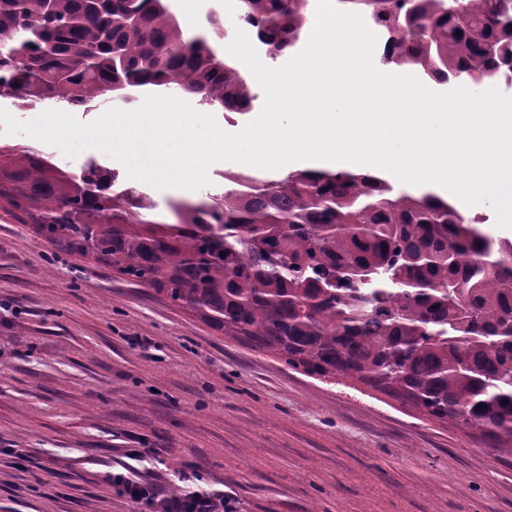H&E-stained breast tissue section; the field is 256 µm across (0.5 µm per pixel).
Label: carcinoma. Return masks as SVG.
<instances>
[{
    "mask_svg": "<svg viewBox=\"0 0 512 512\" xmlns=\"http://www.w3.org/2000/svg\"><path fill=\"white\" fill-rule=\"evenodd\" d=\"M386 31L382 66L472 91L512 70V0H339ZM266 56L294 46L307 0H238ZM191 37L171 0H0V96L72 107L177 90L251 111L252 81ZM208 202L149 218L150 199L103 168L75 175L0 145V208L54 247L93 254L204 321L315 377L337 375L421 414L512 445V242L443 199L369 171L229 174Z\"/></svg>",
    "mask_w": 512,
    "mask_h": 512,
    "instance_id": "obj_1",
    "label": "carcinoma"
}]
</instances>
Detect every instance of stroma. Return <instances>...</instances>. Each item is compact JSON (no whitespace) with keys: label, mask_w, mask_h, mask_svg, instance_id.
<instances>
[{"label":"stroma","mask_w":512,"mask_h":512,"mask_svg":"<svg viewBox=\"0 0 512 512\" xmlns=\"http://www.w3.org/2000/svg\"><path fill=\"white\" fill-rule=\"evenodd\" d=\"M97 163L174 222L178 201ZM230 496L235 512H512V451L342 377L313 378L225 336L92 257L0 211V512H150L112 481Z\"/></svg>","instance_id":"obj_1"}]
</instances>
